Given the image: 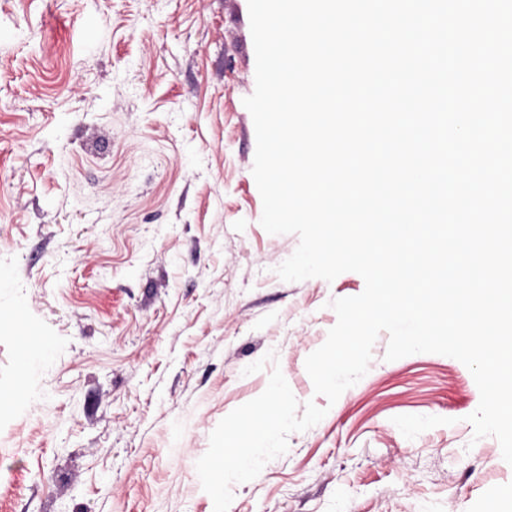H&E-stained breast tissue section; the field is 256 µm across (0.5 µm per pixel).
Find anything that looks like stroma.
<instances>
[{"label":"stroma","mask_w":512,"mask_h":512,"mask_svg":"<svg viewBox=\"0 0 512 512\" xmlns=\"http://www.w3.org/2000/svg\"><path fill=\"white\" fill-rule=\"evenodd\" d=\"M248 0H0V512H214L196 463L266 389L275 352L325 417L233 485L228 512H489L512 465L475 438L479 390L440 354L336 402L305 360L354 272L281 280L260 224ZM46 338L17 366V338Z\"/></svg>","instance_id":"35a3bbf8"}]
</instances>
